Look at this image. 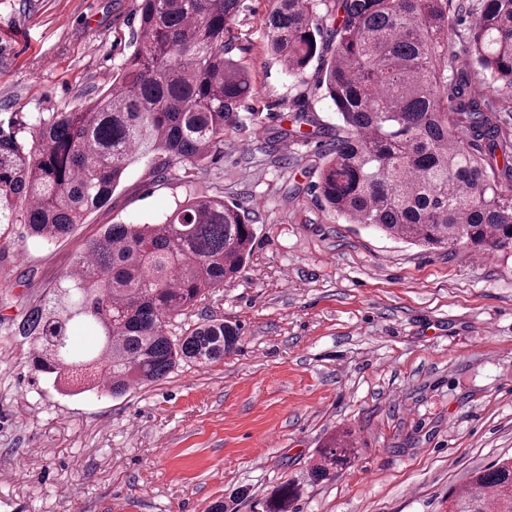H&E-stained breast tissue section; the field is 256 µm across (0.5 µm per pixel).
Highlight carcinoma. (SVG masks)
<instances>
[{
  "label": "carcinoma",
  "instance_id": "cac0c4a2",
  "mask_svg": "<svg viewBox=\"0 0 512 512\" xmlns=\"http://www.w3.org/2000/svg\"><path fill=\"white\" fill-rule=\"evenodd\" d=\"M242 0H137L135 50L90 109L0 120V239L15 224L59 241L112 198L128 167L149 158L160 179L176 164L198 169L240 122L251 90L231 56ZM450 0H338L327 27L312 0H277L269 47L291 75L336 39L325 64L341 125L319 172L320 201L427 249L466 244L512 249V135L490 99L473 91L469 65L491 89H512V0H481L468 60L448 51ZM250 212L221 196L190 197L151 224L106 225L72 268L17 323L32 367L58 383L85 374L112 397L157 383L181 363L208 365L235 349L236 330L205 320L173 335L171 320L235 279L250 257ZM89 325L98 346L69 337ZM354 449L330 437L312 467L332 479ZM284 484L265 512H289ZM451 512H512V458L448 493Z\"/></svg>",
  "mask_w": 512,
  "mask_h": 512
}]
</instances>
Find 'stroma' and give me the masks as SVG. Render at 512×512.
Here are the masks:
<instances>
[{
    "mask_svg": "<svg viewBox=\"0 0 512 512\" xmlns=\"http://www.w3.org/2000/svg\"><path fill=\"white\" fill-rule=\"evenodd\" d=\"M275 0H242L237 59L254 92L201 170L155 181L128 168L70 237L0 240V512H263L282 483L294 512H448L472 471L512 456V251H426L321 206L314 192L339 124L323 85L335 44L299 76L267 49ZM480 0L452 4L448 47L466 58ZM134 0H0V118L90 109L133 51ZM306 112L319 134L269 140ZM248 209L256 240L240 276L179 323L235 325L237 349L113 398L35 374L13 323L106 225L154 223L186 196ZM357 458L311 474L323 439ZM274 444L263 447L262 442Z\"/></svg>",
    "mask_w": 512,
    "mask_h": 512,
    "instance_id": "1",
    "label": "stroma"
}]
</instances>
